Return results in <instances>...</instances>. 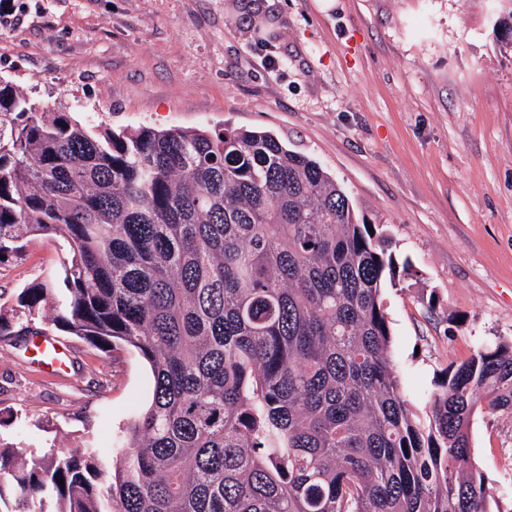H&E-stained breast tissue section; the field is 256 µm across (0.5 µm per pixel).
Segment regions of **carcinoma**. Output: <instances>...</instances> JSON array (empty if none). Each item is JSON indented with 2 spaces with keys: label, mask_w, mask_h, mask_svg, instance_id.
Here are the masks:
<instances>
[{
  "label": "carcinoma",
  "mask_w": 512,
  "mask_h": 512,
  "mask_svg": "<svg viewBox=\"0 0 512 512\" xmlns=\"http://www.w3.org/2000/svg\"><path fill=\"white\" fill-rule=\"evenodd\" d=\"M512 56V0H494ZM63 240L54 329L150 367L112 459L0 445V512H493L480 407L512 413V341L450 364L428 423L389 354L398 265L316 161L267 131H93L0 77V263Z\"/></svg>",
  "instance_id": "1"
}]
</instances>
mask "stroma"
Wrapping results in <instances>:
<instances>
[{"mask_svg":"<svg viewBox=\"0 0 512 512\" xmlns=\"http://www.w3.org/2000/svg\"><path fill=\"white\" fill-rule=\"evenodd\" d=\"M0 76L90 128L264 130L316 160L410 273L381 300L413 413L483 345L512 340V58L489 0H12ZM265 16L256 27L251 13ZM282 59L278 71L268 57ZM57 240L0 264V303L59 271ZM65 371L0 336V444L111 452L147 406L146 362L58 333ZM472 456L512 512V413L477 412Z\"/></svg>","mask_w":512,"mask_h":512,"instance_id":"obj_1","label":"stroma"}]
</instances>
